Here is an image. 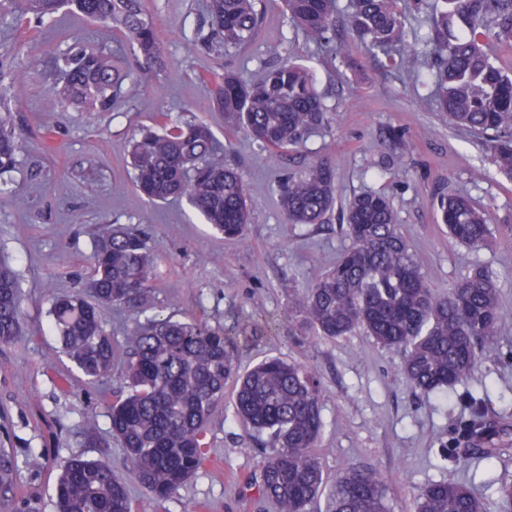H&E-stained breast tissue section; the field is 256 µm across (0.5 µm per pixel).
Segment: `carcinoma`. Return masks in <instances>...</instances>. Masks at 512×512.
Masks as SVG:
<instances>
[{"label":"carcinoma","instance_id":"1","mask_svg":"<svg viewBox=\"0 0 512 512\" xmlns=\"http://www.w3.org/2000/svg\"><path fill=\"white\" fill-rule=\"evenodd\" d=\"M424 0H285L292 27L317 46L330 43L337 16L346 13L352 37L373 56L399 58L415 70L430 52L438 63L431 101L448 123L485 137L494 165L512 175V71L496 50L512 45V0H435L424 37L409 42L404 11ZM77 13L121 36L124 47L76 40L64 52L49 48L31 66L46 68L51 92L79 112H108L129 84L158 88L163 59L157 29L143 0H0V17L42 24L55 14ZM208 29L196 41L209 54L240 52L256 38L263 14L258 0H206ZM17 55L0 51V175L26 151L12 106L20 91ZM212 104L228 128L243 130L273 155L300 146L329 121V109L306 68L283 55L245 83L226 72ZM131 177L152 202L187 197L194 210L228 240L243 237L251 208L238 169L224 163V146L196 120H165L136 136L130 149ZM280 203L290 224H321L336 204V172L315 162L280 185ZM441 224L457 243L478 250L488 244L487 212L464 193L436 201ZM341 231L350 246L316 284L291 293V310L314 334L336 339L362 329L401 354L400 374L424 394L448 401V389L470 381L478 352L502 330L497 281L473 266L448 292L431 287L428 274L400 231L390 199L368 191L343 210ZM91 299L64 294L52 303L61 353L92 382L122 365L127 393L108 407L112 436L132 464L134 478L156 500H166L201 467L205 427L214 408L234 387V416L264 445L254 486L277 512H313L326 486L315 453L321 437L322 386L314 369L269 357L240 371L234 344L202 321L172 316L137 323L118 347L103 329L100 309L147 308L152 301L154 255L148 238L121 224L97 226L92 254ZM19 282L0 265V343L22 335ZM469 418L457 427L454 464L478 454L499 458L507 423L489 415L487 394H469ZM37 465L0 448V497L15 495L21 469ZM56 512H133L124 478L103 460L76 456L55 486ZM330 512H390L385 482L371 468H353L336 478ZM413 512H481L472 488L459 481L422 487Z\"/></svg>","mask_w":512,"mask_h":512}]
</instances>
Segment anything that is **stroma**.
I'll use <instances>...</instances> for the list:
<instances>
[{"label": "stroma", "mask_w": 512, "mask_h": 512, "mask_svg": "<svg viewBox=\"0 0 512 512\" xmlns=\"http://www.w3.org/2000/svg\"><path fill=\"white\" fill-rule=\"evenodd\" d=\"M204 0H145L164 47L162 92L132 85L108 112H78L55 99L41 71H20L23 93L16 121L27 150L16 168L0 175V261L15 272L21 291L23 334L0 344V445L38 462L19 477L21 502H0V512H55V485L69 459H101L129 479L137 512H276L250 481L262 459L252 433L234 423L233 399L213 411L206 458L176 494L157 501L130 480L131 464L112 438L108 406L124 390L120 366L91 383L61 353L50 329L55 296L69 294L93 275V232L98 224L140 228L156 254L153 303L144 310L109 306L101 323L117 344L139 321L169 315L200 318L238 345L242 367L283 356L314 367L323 383L325 426L319 461L329 477L355 466L382 473L391 512H409L418 488L432 481H464L484 512H503L498 489L512 482V448L494 465L473 457L443 462V447L469 416L466 390L487 388L490 414L512 424V178L499 172L482 136L449 128L426 101L433 57L419 69H383L336 22L341 55L313 50L294 35L283 0H262L264 23L240 54L217 57L194 44ZM102 27L72 13L48 27L15 28L0 18V48L22 60L47 47L67 49L75 38L95 42ZM283 47L314 76L331 121L297 151L281 158L263 152L246 133H227L224 114L211 102L215 81L233 71L256 80L272 47ZM207 123L224 145L252 199L254 213L242 241L231 242L205 224L186 199L151 203L134 188L127 164L132 137L158 113ZM404 134L410 146L397 161L385 137ZM325 161L336 170L338 201L366 191L387 193L400 230L433 288H451L473 265L485 266L499 287L504 326L485 344L465 387L447 402L414 392L398 372L399 355L363 333L339 339L313 336L286 321L289 289L312 287L348 247L340 212L324 224H291L279 204L287 174ZM462 192L488 210L494 242L474 250L452 242L433 206L443 193ZM232 262H225V254ZM98 421L97 441L83 423Z\"/></svg>", "instance_id": "obj_1"}]
</instances>
